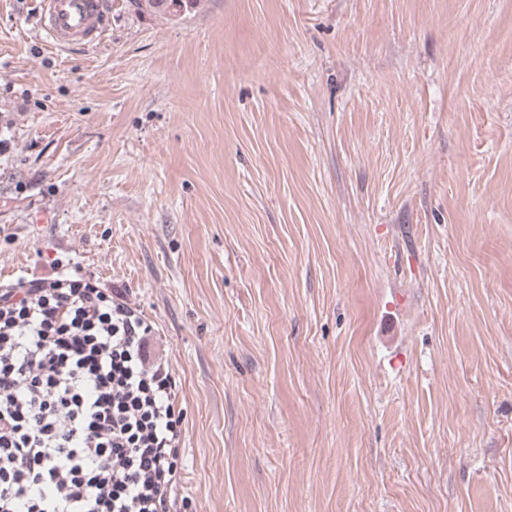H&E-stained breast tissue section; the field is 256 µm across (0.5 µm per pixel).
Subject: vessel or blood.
Returning a JSON list of instances; mask_svg holds the SVG:
<instances>
[{
	"instance_id": "vessel-or-blood-1",
	"label": "vessel or blood",
	"mask_w": 512,
	"mask_h": 512,
	"mask_svg": "<svg viewBox=\"0 0 512 512\" xmlns=\"http://www.w3.org/2000/svg\"><path fill=\"white\" fill-rule=\"evenodd\" d=\"M42 28L51 44L101 40L106 0H42Z\"/></svg>"
}]
</instances>
